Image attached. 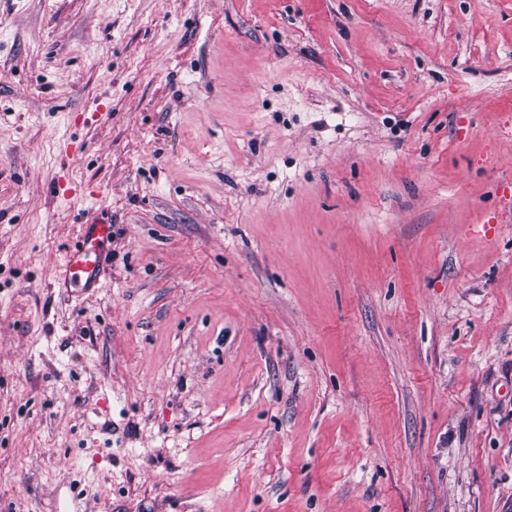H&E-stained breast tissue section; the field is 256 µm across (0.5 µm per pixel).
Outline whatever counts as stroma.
<instances>
[{"mask_svg":"<svg viewBox=\"0 0 512 512\" xmlns=\"http://www.w3.org/2000/svg\"><path fill=\"white\" fill-rule=\"evenodd\" d=\"M509 179L512 0H0V512H512ZM111 248L112 224L99 219L85 221L77 240L65 251L58 287L66 292L74 288L82 295L104 288Z\"/></svg>","mask_w":512,"mask_h":512,"instance_id":"stroma-1","label":"stroma"}]
</instances>
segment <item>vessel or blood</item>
Instances as JSON below:
<instances>
[{
  "label": "vessel or blood",
  "instance_id": "obj_1",
  "mask_svg": "<svg viewBox=\"0 0 512 512\" xmlns=\"http://www.w3.org/2000/svg\"><path fill=\"white\" fill-rule=\"evenodd\" d=\"M111 248V224L99 219L85 221L76 241L65 251L59 273V287L83 295L104 288Z\"/></svg>",
  "mask_w": 512,
  "mask_h": 512
}]
</instances>
